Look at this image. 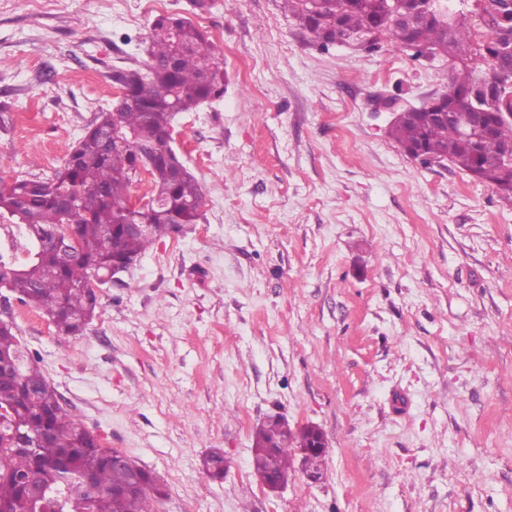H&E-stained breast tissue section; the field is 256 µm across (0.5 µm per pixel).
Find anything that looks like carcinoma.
Listing matches in <instances>:
<instances>
[{
    "label": "carcinoma",
    "instance_id": "carcinoma-1",
    "mask_svg": "<svg viewBox=\"0 0 512 512\" xmlns=\"http://www.w3.org/2000/svg\"><path fill=\"white\" fill-rule=\"evenodd\" d=\"M410 27L396 18L406 0H288V12L323 50L357 42L367 52L384 38L421 62L448 59V120L421 107L399 111L389 135L401 148L420 146L425 154L450 162L496 191L512 197V166L501 156L512 147V121L495 113L512 106V0H430ZM148 72L119 69L112 80L123 91L109 109H98L65 162L45 179L0 182V214L24 226L31 239L45 241L39 257L13 279L20 302L42 311L59 333L80 335L99 308V296L84 284L104 276L112 263L138 259L157 239L201 217L203 194L196 176L171 142L175 115L224 96V68L210 35L179 14L159 15L152 24ZM485 75L501 85L497 107H484L491 123L486 135L465 134L468 111L456 93ZM151 176L153 203L142 211L130 201L137 168ZM125 224H149L132 235ZM68 226L83 246L72 252L52 235ZM21 356L20 373L0 371V407L9 411L0 427V512H151L150 498L164 495L153 472L131 459L112 458L93 432L72 418L39 362L26 355L14 325L0 324V361ZM36 442L29 449L23 444ZM315 430L294 432L271 417L255 429L252 468L258 481L285 483L292 452L313 446ZM212 478L224 477V454L203 457ZM142 472L140 487L131 471Z\"/></svg>",
    "mask_w": 512,
    "mask_h": 512
}]
</instances>
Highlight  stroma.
Masks as SVG:
<instances>
[{
  "mask_svg": "<svg viewBox=\"0 0 512 512\" xmlns=\"http://www.w3.org/2000/svg\"><path fill=\"white\" fill-rule=\"evenodd\" d=\"M221 99L177 114L198 223L99 293L80 335L13 302L22 348L72 417L153 471L154 512H512V199L390 138L398 92L422 106L444 60L392 44L322 50L284 0H213ZM141 0H0V180L48 178L146 69ZM316 427L323 478L270 490L253 433ZM220 449L223 479L202 469Z\"/></svg>",
  "mask_w": 512,
  "mask_h": 512,
  "instance_id": "obj_1",
  "label": "stroma"
}]
</instances>
